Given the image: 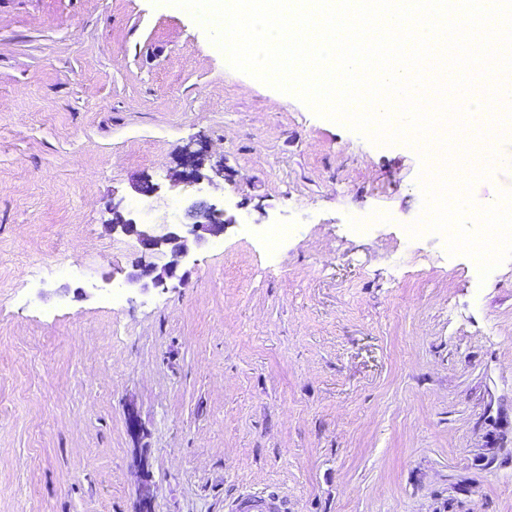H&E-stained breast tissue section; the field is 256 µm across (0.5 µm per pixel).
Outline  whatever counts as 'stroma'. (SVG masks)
I'll use <instances>...</instances> for the list:
<instances>
[{"label":"stroma","instance_id":"obj_1","mask_svg":"<svg viewBox=\"0 0 512 512\" xmlns=\"http://www.w3.org/2000/svg\"><path fill=\"white\" fill-rule=\"evenodd\" d=\"M190 142L223 176L177 183ZM492 150L479 207L512 192ZM422 172L226 69L170 0H0V512H512V258L483 279L410 237ZM116 198L237 222L132 290ZM230 512H283V502L272 495L246 494L237 497L229 506Z\"/></svg>","mask_w":512,"mask_h":512}]
</instances>
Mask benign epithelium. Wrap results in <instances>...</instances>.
<instances>
[{
  "mask_svg": "<svg viewBox=\"0 0 512 512\" xmlns=\"http://www.w3.org/2000/svg\"><path fill=\"white\" fill-rule=\"evenodd\" d=\"M185 170L182 171L184 181L200 183L212 181V177L202 173V151L192 149L187 144L182 149ZM112 218L109 226L112 232H119L133 237L144 253L167 259L162 268L151 262H137L125 276V283L133 290H147L160 287L166 280H182L177 272L193 250L208 242V237L218 238L224 235L228 226L236 223V219L226 216L223 208L204 200L190 202L185 208V221L167 224L163 231L153 232L148 225L139 224L125 215L123 200L112 202L110 208Z\"/></svg>",
  "mask_w": 512,
  "mask_h": 512,
  "instance_id": "1",
  "label": "benign epithelium"
}]
</instances>
